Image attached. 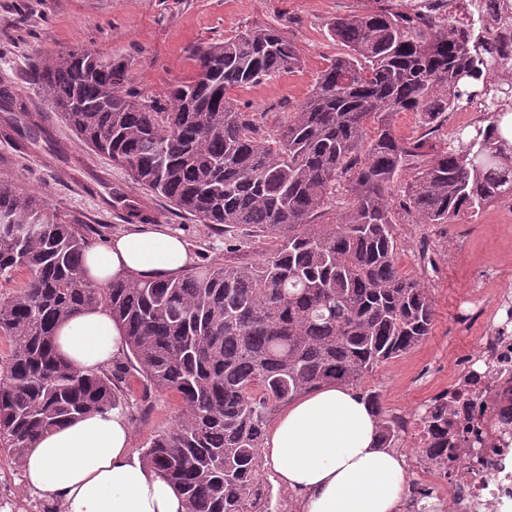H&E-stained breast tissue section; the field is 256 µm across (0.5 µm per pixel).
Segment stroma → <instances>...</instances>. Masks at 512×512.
<instances>
[{
	"label": "stroma",
	"instance_id": "stroma-1",
	"mask_svg": "<svg viewBox=\"0 0 512 512\" xmlns=\"http://www.w3.org/2000/svg\"><path fill=\"white\" fill-rule=\"evenodd\" d=\"M373 0H0V88L9 89L26 111L39 113L55 145L48 155L0 130V175L46 198L57 213L75 224L106 225V239L128 225L105 203L103 188H91L92 175L142 191L127 173L89 150L46 101L37 70L50 55L83 49L125 64L131 86L165 101L171 84L196 75L194 52L204 43L235 36L255 25H272L297 48L302 66L270 82L229 89L230 98L261 113L273 129L286 113L297 111L318 73L344 51L330 35L336 17L371 8ZM156 226L179 235L193 256L225 260L223 232L194 221L155 199ZM404 273L428 288L435 307L429 336L400 357L379 364L352 388L377 393L384 415L403 420L395 449L405 458L411 487L428 472L416 450L424 404L445 396L462 381L466 355L486 336L490 318L465 324L458 306L477 275L488 268L509 270L492 285L487 309L512 295V212L497 201L473 219L452 224L394 227ZM431 267H424V260ZM173 392H135L122 413L132 432L131 449L141 454L150 439L171 429L182 412ZM0 512H53L50 502L24 487L22 471L0 452Z\"/></svg>",
	"mask_w": 512,
	"mask_h": 512
}]
</instances>
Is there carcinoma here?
Masks as SVG:
<instances>
[{
  "label": "carcinoma",
  "mask_w": 512,
  "mask_h": 512,
  "mask_svg": "<svg viewBox=\"0 0 512 512\" xmlns=\"http://www.w3.org/2000/svg\"><path fill=\"white\" fill-rule=\"evenodd\" d=\"M479 0H374L339 17L330 34L347 51L331 60L298 111L273 130L227 91L297 69L296 48L273 26L199 46L196 76L163 105L125 88L128 74L92 51L50 56L39 79L47 101L93 152L142 186L127 201L130 224L154 221L151 202L229 232L251 227L270 241L262 262L210 260L164 280L130 274L99 288L87 278L90 227L51 211L44 198L0 176V282L26 279L0 298V336L11 342L0 372V448L23 465L53 428L126 404L132 384L180 395L185 411L155 436L142 462L175 484L186 512H249L260 483L269 423L294 398L353 384L429 335L435 308L398 266L393 224H451L512 197V61L492 51ZM481 104L482 118L429 153L401 138L398 112H417L428 134L447 112ZM0 89V121L36 140L39 116L14 113ZM409 179L394 195L402 174ZM345 210L328 222L330 200ZM107 307L125 332L127 366L84 372L54 352L57 327ZM391 448L399 423L365 395ZM458 412L426 405L424 465L457 461Z\"/></svg>",
  "instance_id": "cac0c4a2"
}]
</instances>
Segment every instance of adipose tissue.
<instances>
[{
	"instance_id": "adipose-tissue-1",
	"label": "adipose tissue",
	"mask_w": 512,
	"mask_h": 512,
	"mask_svg": "<svg viewBox=\"0 0 512 512\" xmlns=\"http://www.w3.org/2000/svg\"><path fill=\"white\" fill-rule=\"evenodd\" d=\"M191 260L179 236L139 227L86 253L88 277L101 288L131 272L175 275ZM54 348L72 367L95 372L124 352V332L108 308L86 309L58 327ZM130 445L129 424L118 412L87 415L29 450L24 485L60 512H186L175 486ZM266 445L267 466L297 494L300 512H402L405 462L379 447L375 414L351 389L326 385L289 402Z\"/></svg>"
}]
</instances>
